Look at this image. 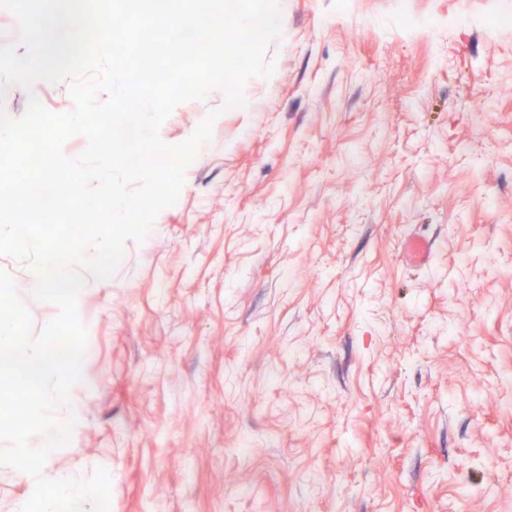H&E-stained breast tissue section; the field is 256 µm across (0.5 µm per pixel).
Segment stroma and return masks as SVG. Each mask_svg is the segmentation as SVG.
<instances>
[{
    "mask_svg": "<svg viewBox=\"0 0 512 512\" xmlns=\"http://www.w3.org/2000/svg\"><path fill=\"white\" fill-rule=\"evenodd\" d=\"M246 107L78 314L93 351L42 474L110 512H512V29L499 0H284ZM71 79L10 86L73 109ZM436 241L429 266L404 255ZM34 330L58 315L0 255ZM34 479L0 465V512ZM404 250L415 265H425L431 258L433 243L427 237L413 235L405 241Z\"/></svg>",
    "mask_w": 512,
    "mask_h": 512,
    "instance_id": "35a3bbf8",
    "label": "stroma"
}]
</instances>
